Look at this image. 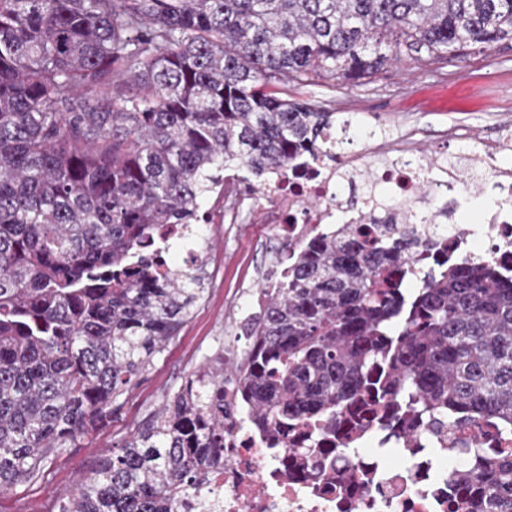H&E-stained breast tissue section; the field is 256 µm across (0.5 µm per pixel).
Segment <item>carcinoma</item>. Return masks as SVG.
<instances>
[{
	"label": "carcinoma",
	"instance_id": "1",
	"mask_svg": "<svg viewBox=\"0 0 512 512\" xmlns=\"http://www.w3.org/2000/svg\"><path fill=\"white\" fill-rule=\"evenodd\" d=\"M512 40V0H0V492L36 481L161 356L202 298L195 237L224 172L334 151L331 113L277 82L355 84L410 51ZM370 208L398 204L366 193ZM429 242L341 230L293 247L234 376L279 429L374 400L474 430L450 469L466 512H512V282L429 268ZM224 356L174 392L59 512H182L224 455Z\"/></svg>",
	"mask_w": 512,
	"mask_h": 512
}]
</instances>
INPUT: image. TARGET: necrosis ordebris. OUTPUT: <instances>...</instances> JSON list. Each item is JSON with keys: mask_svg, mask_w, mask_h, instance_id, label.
<instances>
[{"mask_svg": "<svg viewBox=\"0 0 512 512\" xmlns=\"http://www.w3.org/2000/svg\"><path fill=\"white\" fill-rule=\"evenodd\" d=\"M397 158L372 171L373 184L390 186L410 223L448 248L452 262L488 257L512 269V169L495 167L487 184L465 188L463 167L449 160L438 165L428 191H420L417 167L406 164V144ZM356 158L323 155L315 163L298 160L273 181V221L281 242L298 244L335 233L341 224H367L370 216L341 197L336 185L356 188ZM493 190L495 208L483 223L460 231L447 223L461 192L470 196ZM385 414L331 427L305 421L288 432L256 426L238 383L224 384V457L203 477L199 512H457L459 494L448 491V468L413 449L389 461L380 451ZM325 463L322 475L312 459Z\"/></svg>", "mask_w": 512, "mask_h": 512, "instance_id": "4bbe7bcc", "label": "necrosis or debris"}]
</instances>
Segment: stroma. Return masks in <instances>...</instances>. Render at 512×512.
Masks as SVG:
<instances>
[{"label": "stroma", "mask_w": 512, "mask_h": 512, "mask_svg": "<svg viewBox=\"0 0 512 512\" xmlns=\"http://www.w3.org/2000/svg\"><path fill=\"white\" fill-rule=\"evenodd\" d=\"M295 99L317 101L333 121L349 120L343 153L396 144L408 134L423 166L483 150L512 137V41L470 48L445 63L420 64L410 57L387 65L370 82L344 80L321 86L280 85ZM212 220L204 233V294L179 336L137 379L101 428L65 449L44 478L21 483L0 496V512H58L79 480L91 477L102 456L119 450L130 436L238 331L236 306L280 257L281 243L270 204L260 199L236 219L224 202L210 198Z\"/></svg>", "instance_id": "1"}]
</instances>
